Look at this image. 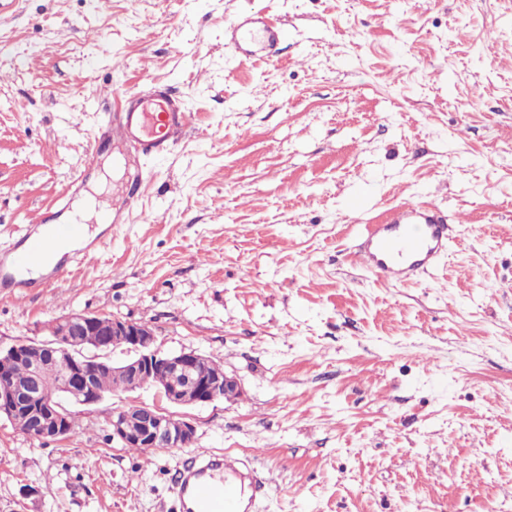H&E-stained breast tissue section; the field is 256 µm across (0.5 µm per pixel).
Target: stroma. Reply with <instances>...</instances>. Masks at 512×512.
Here are the masks:
<instances>
[{"instance_id": "stroma-1", "label": "stroma", "mask_w": 512, "mask_h": 512, "mask_svg": "<svg viewBox=\"0 0 512 512\" xmlns=\"http://www.w3.org/2000/svg\"><path fill=\"white\" fill-rule=\"evenodd\" d=\"M256 13L288 30L269 60L225 37ZM154 86L191 122L142 160L132 207L93 133L111 88ZM90 193L126 223L89 262L61 258V286L0 292V349L105 313L220 361L243 394L189 408L178 449L110 439L149 387L74 406L63 441L0 417V512H180L196 449L253 459L252 512H512V0H13L0 253ZM403 201L460 221L434 270L391 285L351 252Z\"/></svg>"}]
</instances>
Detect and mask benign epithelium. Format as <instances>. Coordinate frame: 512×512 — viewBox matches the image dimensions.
<instances>
[{"label":"benign epithelium","instance_id":"1","mask_svg":"<svg viewBox=\"0 0 512 512\" xmlns=\"http://www.w3.org/2000/svg\"><path fill=\"white\" fill-rule=\"evenodd\" d=\"M50 339L26 340L0 350V362L31 361L28 389L20 391L0 373V417L29 438L58 440L75 432L77 420L61 398L82 406L102 402L106 394L91 380L86 360L110 369L126 383V391L155 388L156 404H130L112 412L111 438L123 448H182L192 443L196 425L176 407L204 406L217 400L235 401L242 394L238 379L215 371L212 358L197 350L168 353L156 345V331L146 322L87 311H72L48 324ZM120 348L127 358L114 361ZM63 365L61 384L45 388L39 379L41 355Z\"/></svg>","mask_w":512,"mask_h":512}]
</instances>
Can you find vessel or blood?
<instances>
[{
	"label": "vessel or blood",
	"mask_w": 512,
	"mask_h": 512,
	"mask_svg": "<svg viewBox=\"0 0 512 512\" xmlns=\"http://www.w3.org/2000/svg\"><path fill=\"white\" fill-rule=\"evenodd\" d=\"M282 26L257 15L233 22L229 42L248 56H272L285 37ZM112 114L98 129L97 138L124 146L127 156L139 160L169 152L175 134L188 125V113L165 90L117 91ZM448 219L442 210L425 202H403L391 207L382 222L369 224L356 245L353 258L378 279L405 284L436 267L448 248ZM77 244L80 257L94 255L101 238L89 237L80 220L52 223L41 211L20 236L18 245L0 259V288H32L35 271L61 273L50 263V244ZM264 486L249 463L232 452L198 451L178 484L184 512H249Z\"/></svg>",
	"instance_id": "b4317fda"
}]
</instances>
